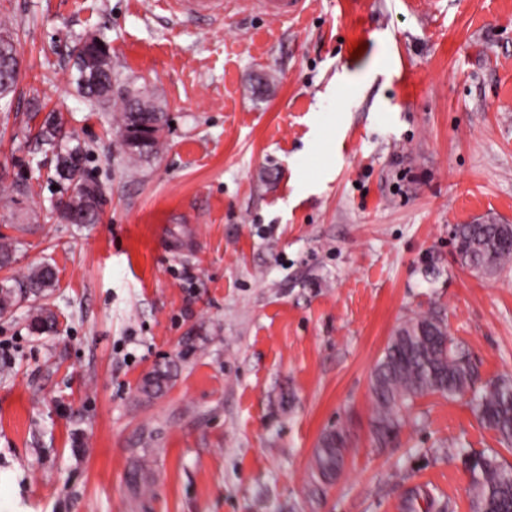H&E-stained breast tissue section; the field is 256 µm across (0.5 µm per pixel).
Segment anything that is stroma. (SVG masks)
I'll use <instances>...</instances> for the list:
<instances>
[{"label":"stroma","instance_id":"stroma-1","mask_svg":"<svg viewBox=\"0 0 512 512\" xmlns=\"http://www.w3.org/2000/svg\"><path fill=\"white\" fill-rule=\"evenodd\" d=\"M1 22L20 74L0 284L51 266L57 323L0 316V512H473L463 453L512 449L466 395L416 397L378 442L371 376L434 310L481 381L512 378V269L473 275L452 236L512 224V0H305L285 21L237 0L211 25L158 0H0ZM89 36L166 106L148 161L76 90ZM52 111L88 152L97 223L52 209L68 189L34 142ZM165 361L172 387L143 397ZM335 430L326 485L310 472ZM346 444V439L340 431L329 432L321 439L312 464L313 475L321 482L335 477L340 471Z\"/></svg>","mask_w":512,"mask_h":512}]
</instances>
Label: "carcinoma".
<instances>
[{"mask_svg":"<svg viewBox=\"0 0 512 512\" xmlns=\"http://www.w3.org/2000/svg\"><path fill=\"white\" fill-rule=\"evenodd\" d=\"M17 34L7 25H0V67L14 61ZM78 76L79 93L96 105L101 92L112 81L119 80L118 72L104 75L98 87L85 83L79 63H74ZM134 91L121 101L118 115L113 120L120 131L139 115L146 123H167L161 102L146 86L126 83ZM41 149L54 154L55 175L62 182L73 183L70 163L82 166L86 151L74 142L61 119L48 114L36 135ZM456 254L462 267L477 274L496 275L512 267V224H461L456 229ZM50 268L32 270L22 287L0 286V313L15 307L26 295L39 296L53 286ZM173 366L166 363L155 367L150 378L140 384L139 392L148 399L163 396L174 381ZM476 371L468 355L455 348L448 339V327L436 312L411 317L404 321L389 340L371 379V391L376 402L374 429L383 437L399 424L403 410L413 399L426 393H438L450 399L472 393V401L480 422L494 430L500 443L512 447V381L501 379L475 389ZM346 439L342 432L333 431L323 436L313 457V475L321 481L336 476L343 463ZM464 463L472 474L471 494L474 512H512V466L499 461L498 453L474 452L464 456ZM151 477L149 461L143 456L133 460L129 482L137 489Z\"/></svg>","mask_w":512,"mask_h":512,"instance_id":"carcinoma-1","label":"carcinoma"}]
</instances>
